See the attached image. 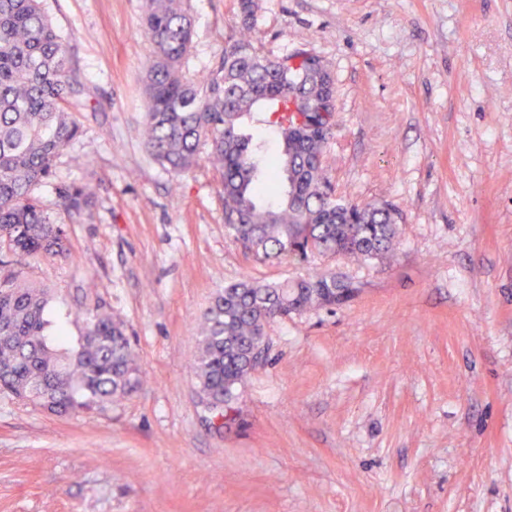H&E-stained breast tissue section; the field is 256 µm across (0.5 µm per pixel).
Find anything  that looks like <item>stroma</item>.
I'll return each instance as SVG.
<instances>
[{
  "mask_svg": "<svg viewBox=\"0 0 512 512\" xmlns=\"http://www.w3.org/2000/svg\"><path fill=\"white\" fill-rule=\"evenodd\" d=\"M144 0H42L90 102L41 191L87 183L58 215L72 257L32 259L66 345L94 289L144 379L60 417L0 397V512H512V0H258L256 46L304 47L335 82L336 198L405 217L394 255L259 263L224 227L207 158L166 171L141 138ZM190 77L220 62L237 0H187ZM331 270L349 303L269 322L242 388L244 431L199 402L196 326L224 285ZM59 214L69 217L79 216L92 204L94 192L84 183H70L55 188Z\"/></svg>",
  "mask_w": 512,
  "mask_h": 512,
  "instance_id": "stroma-1",
  "label": "stroma"
}]
</instances>
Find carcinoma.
<instances>
[{"mask_svg":"<svg viewBox=\"0 0 512 512\" xmlns=\"http://www.w3.org/2000/svg\"><path fill=\"white\" fill-rule=\"evenodd\" d=\"M256 0H238V34L224 42L219 67L201 79L182 70L194 32L181 0H147L142 32L154 46L145 77L144 145L168 170L197 165L200 146L221 171L224 223L257 262L318 253L370 261L392 255L403 214L387 201L333 198L326 177L335 119L332 73L313 53L260 55ZM84 73L69 64L62 36L41 0H0V395L58 416L102 409L137 392L142 376L124 324L101 299L86 298L75 349L60 347L47 310L52 289L25 272L35 258L71 256L64 225L37 190L81 128ZM256 122L277 134L279 150L244 132ZM69 217L92 204L84 183L55 188ZM358 288L334 272L294 282L249 277L224 286L201 317L195 358L201 404L223 426L242 428L241 388L258 365L265 325L312 307L343 305Z\"/></svg>","mask_w":512,"mask_h":512,"instance_id":"obj_1","label":"carcinoma"}]
</instances>
